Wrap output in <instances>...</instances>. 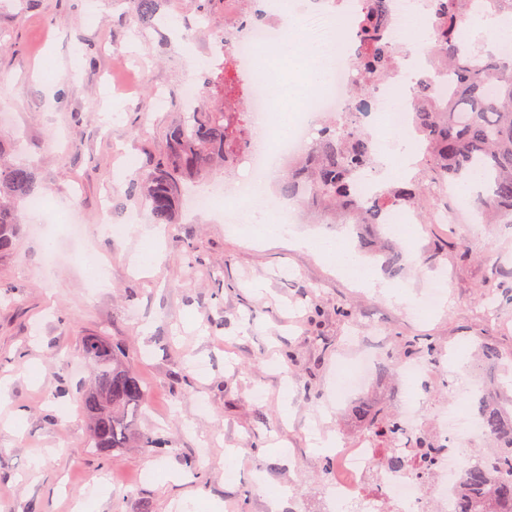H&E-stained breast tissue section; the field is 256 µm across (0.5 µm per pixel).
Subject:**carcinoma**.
Instances as JSON below:
<instances>
[{"mask_svg":"<svg viewBox=\"0 0 512 512\" xmlns=\"http://www.w3.org/2000/svg\"><path fill=\"white\" fill-rule=\"evenodd\" d=\"M133 19L141 27L153 24L163 0H133ZM471 0H433L435 21L425 23L426 48L435 62L456 71L455 91L444 101L432 84L416 87L418 112L412 133L426 143L419 175L382 188L373 204L357 209L356 186L351 172L373 162L374 149L356 132L341 133L336 125L322 128L308 155L285 176L280 194L303 200L319 214L348 212L355 223L366 224L383 238L384 211L393 206L416 210L438 200L436 191L446 184H463L478 174L484 188L473 201L484 224H512V51L491 50L474 55L468 44L453 36V23L469 14ZM385 0H367L366 22L360 34L359 67L368 78L387 79L396 52L380 39L386 25ZM251 147L250 123L245 112H226L215 104L205 112H188L183 122L166 136L162 157L149 170L134 174L131 190L158 224L173 223L183 183L207 176L213 167H233ZM41 196L34 169L12 159L0 139V255L11 253L24 224L22 207ZM408 253L389 248L384 271L394 276L406 265ZM83 360L93 372L84 388L80 406L88 421V446L110 456L154 439L141 432L138 422L145 404V390L128 368L119 349L103 336H84ZM476 412L491 443V456L481 467L466 470L463 484L483 488L470 498L464 512H512V399L503 401L480 394ZM365 430L387 441L400 429L390 413L376 412L365 403L352 409Z\"/></svg>","mask_w":512,"mask_h":512,"instance_id":"obj_1","label":"carcinoma"}]
</instances>
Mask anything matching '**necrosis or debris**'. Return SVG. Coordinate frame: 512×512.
<instances>
[{"label": "necrosis or debris", "mask_w": 512, "mask_h": 512, "mask_svg": "<svg viewBox=\"0 0 512 512\" xmlns=\"http://www.w3.org/2000/svg\"><path fill=\"white\" fill-rule=\"evenodd\" d=\"M254 2L266 14L287 10L295 21L289 30L265 25L242 29L231 46L235 65L250 63L258 45L275 39L285 42L290 34H301L318 51L316 64L325 75L326 90L306 102L293 133L283 138L278 134L279 116L269 107L265 78L249 75L246 90L251 114L266 116L264 131L274 142V150L268 156L250 154L248 177L194 196L193 208L220 205L225 223H238L250 201L253 184L264 176L270 160L298 154L325 115L335 117L339 129L357 127L377 149L374 166L359 167L353 173L358 186L357 207H365L379 193L388 180L387 168H394L402 178L413 177L416 160L425 150L424 142L412 144L406 157L395 154L394 148L411 122L415 83L422 76L444 89L455 79L453 72L430 65L424 56L401 52L412 37L414 22L433 19L431 0H388L389 20L382 39L400 50L395 71L405 92V103L398 110L393 107L391 87L365 83L357 64L355 48L360 42L359 23L366 0H321L318 8L305 7L302 0H289L285 5L280 0ZM395 407L403 430L388 444L365 433L353 444L340 441L330 449L332 465L324 483L337 512H461L459 481L475 463L465 450L484 438L469 404L451 398L429 405L415 390L399 395ZM394 457L401 459V466L391 465Z\"/></svg>", "instance_id": "4bbe7bcc"}]
</instances>
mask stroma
<instances>
[{"instance_id":"1","label":"stroma","mask_w":512,"mask_h":512,"mask_svg":"<svg viewBox=\"0 0 512 512\" xmlns=\"http://www.w3.org/2000/svg\"><path fill=\"white\" fill-rule=\"evenodd\" d=\"M201 2L165 0L162 21L143 29L130 21L131 0H0V113L10 115L0 131L22 137L54 210L84 226L76 245L62 228L36 231L38 217L25 213L15 250L0 257V512H79L84 503L90 512H178L186 499L193 512H288L292 502L328 512L329 458L312 443L363 433L336 400V377L371 335L390 356L428 340L467 386L480 343L512 358V302L499 301L490 322L479 298L498 288L496 268H512V226L487 225L464 256L448 225H406L412 263L399 276L363 256L377 270L373 288L335 261L205 210L180 208L166 225L156 271L135 269L148 240L101 234L105 220L153 224L128 193L130 169L151 166L181 122L183 84L224 67L219 37L236 25L224 0H211L207 20ZM76 247L108 263L109 287L68 262ZM433 253L437 265L421 268ZM435 277L447 280L443 307L416 314L412 301ZM89 335L122 348L146 392L140 428L161 447L109 458L88 448L78 393L90 377L79 354ZM95 485L101 492L88 500Z\"/></svg>"}]
</instances>
